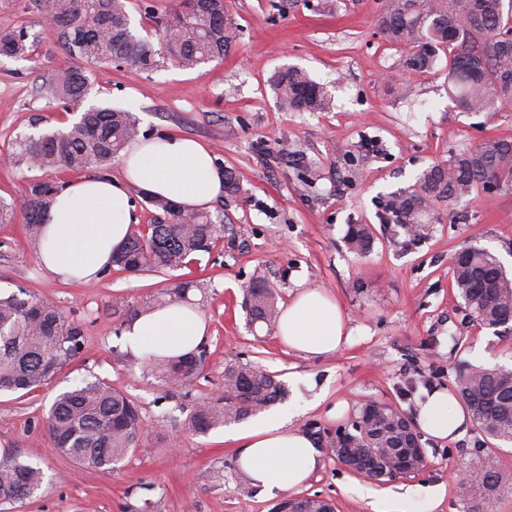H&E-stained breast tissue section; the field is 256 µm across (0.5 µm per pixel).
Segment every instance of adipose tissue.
I'll return each mask as SVG.
<instances>
[{"instance_id":"obj_1","label":"adipose tissue","mask_w":512,"mask_h":512,"mask_svg":"<svg viewBox=\"0 0 512 512\" xmlns=\"http://www.w3.org/2000/svg\"><path fill=\"white\" fill-rule=\"evenodd\" d=\"M120 169L117 177L68 182L57 195L37 247L53 276L90 283L111 267L135 220L131 188L186 210L209 207L224 192L211 149L188 138L140 137L122 154ZM125 336L132 354L175 356L201 345L206 323L196 309L171 303L141 314ZM277 336L288 349L310 356L335 353L352 338L335 300L316 289L301 290L282 305ZM468 422L467 412L445 391H433L419 410L421 430L439 439L462 436ZM233 439L237 467L270 496L303 486L318 466L311 438L278 417L241 429Z\"/></svg>"}]
</instances>
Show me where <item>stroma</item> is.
I'll return each instance as SVG.
<instances>
[{
    "instance_id": "stroma-1",
    "label": "stroma",
    "mask_w": 512,
    "mask_h": 512,
    "mask_svg": "<svg viewBox=\"0 0 512 512\" xmlns=\"http://www.w3.org/2000/svg\"><path fill=\"white\" fill-rule=\"evenodd\" d=\"M25 0H0V29L28 26L24 59L0 56V154L11 152L33 124L63 127L75 107L52 101L48 84L83 62L23 10ZM385 0H224L236 38L222 60L193 70L165 66L146 75L129 67L93 71L86 102L132 110L147 134L174 133L208 145L218 165L234 170L240 190L215 200L224 233L211 253L168 272L129 273L111 267L95 282L63 281L39 263L37 241L21 220L0 224V294L26 292L57 306L84 330L79 353L47 384L21 397L0 393V455L41 468L32 499L8 512H272L277 500L251 485L235 463L223 428L205 435L188 425L191 407L224 394V367L251 362L286 388L272 412L289 409L290 425L326 431L350 425L368 400L397 406L410 417L431 391L451 389L456 364L512 367V331L500 334L464 317L451 281V260L473 244L512 273V192L481 190L441 208L430 236L410 244L403 229L379 220L390 192L428 166L490 135L512 137V110L464 112L446 93L448 62L434 72L403 69L406 52L374 24ZM295 66L328 86L329 112H287L269 81ZM410 84L400 98L398 83ZM314 160L321 179L306 182L293 153ZM370 225L369 254L348 251L349 225ZM266 278L286 303L296 291L319 288L333 297L353 334L329 356L306 358L281 346L274 330L251 326L245 287ZM186 278L207 323L206 359L198 378L171 389L131 355L124 332L131 312ZM100 378L138 404L144 421L136 452L101 470L54 451L47 416L54 398L81 379ZM340 415H332L337 404ZM481 434L422 436L428 465L418 473L374 480L327 452L299 496L334 499L337 512H482L484 498L460 496L457 480L480 468Z\"/></svg>"
}]
</instances>
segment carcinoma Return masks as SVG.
I'll use <instances>...</instances> for the list:
<instances>
[{"label":"carcinoma","instance_id":"cac0c4a2","mask_svg":"<svg viewBox=\"0 0 512 512\" xmlns=\"http://www.w3.org/2000/svg\"><path fill=\"white\" fill-rule=\"evenodd\" d=\"M38 20L49 19L62 47L83 59L88 70H66L51 89L54 100L76 103L91 87L92 69L118 62L150 73L170 63L195 69L224 58L235 34L224 19V0H182V9L165 15L159 46L135 33L126 0H29ZM385 40L408 50L403 65L416 73L434 69L448 58V96L466 112L499 111L512 100V13L504 0H386L377 19ZM25 26L0 30V56L24 58L30 51ZM271 90L288 112H328L334 98L326 85L296 67H284L270 79ZM138 116L103 104L83 112L72 124L23 135L10 154L20 171H39L20 207L0 203V224L21 216L39 236L55 195L64 182L55 174L89 167L107 168L125 145L139 135ZM497 180L512 192V137L490 136L456 154L446 164L422 170L404 189L391 194L380 216L384 224L410 219L405 228L419 241L438 223L437 205L453 203ZM155 211L153 223L129 234L113 253L112 264L128 272L168 271L188 266L216 246L224 225L209 211L185 212L167 199L145 196ZM345 243L359 257L373 245L369 225L349 226ZM451 273L464 307L488 329L512 323V276L487 251L461 248ZM250 322L273 325L278 317L276 291L257 277L246 288ZM83 329L56 307L12 293L0 297V393H22L48 383L81 348ZM204 347L189 355H148L154 375L177 388L195 378ZM455 392L477 428L488 438L512 443V369L466 361L456 368ZM284 385L260 366L235 362L224 368V397L196 405L189 416L200 434L228 422L255 416L282 400ZM412 418L379 402L361 405L348 430L365 453L402 445L399 426ZM142 428L138 406L102 379L83 380L62 392L48 413L53 447L68 458L108 470L135 451ZM499 470L494 452L479 469L465 474L469 486L491 496ZM38 468L9 453L0 457V507L27 500L40 489ZM300 512H331L334 504L318 495L295 499Z\"/></svg>","mask_w":512,"mask_h":512}]
</instances>
